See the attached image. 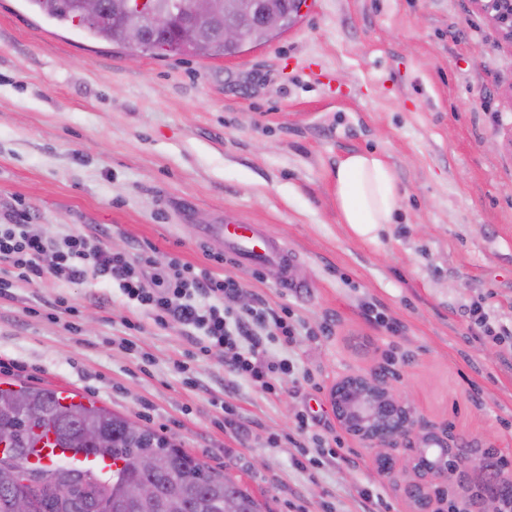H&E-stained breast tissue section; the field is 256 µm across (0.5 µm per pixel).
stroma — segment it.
<instances>
[{
    "label": "stroma",
    "mask_w": 512,
    "mask_h": 512,
    "mask_svg": "<svg viewBox=\"0 0 512 512\" xmlns=\"http://www.w3.org/2000/svg\"><path fill=\"white\" fill-rule=\"evenodd\" d=\"M357 151L403 192L374 240L336 210L333 170ZM226 217L285 239L298 289L201 241ZM22 220L232 277L301 328L266 339L290 369L265 393L219 350L179 371L191 336L113 283L17 279L0 388L153 429L269 512H410L412 470L377 472L330 400L339 377L383 368L430 432L499 448L512 473V43L475 0H309L272 41L212 58L135 54L0 0V223ZM59 297L72 314L50 316ZM477 305L494 336L472 334Z\"/></svg>",
    "instance_id": "obj_1"
}]
</instances>
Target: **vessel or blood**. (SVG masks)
Here are the masks:
<instances>
[{
    "mask_svg": "<svg viewBox=\"0 0 512 512\" xmlns=\"http://www.w3.org/2000/svg\"><path fill=\"white\" fill-rule=\"evenodd\" d=\"M201 235L203 238L222 242L225 252L238 264L276 267L280 274L281 287L288 290L295 288L296 283L291 276L294 255L287 243L273 236L264 225L244 224L236 220L208 224L202 227ZM28 462L39 468L65 463L101 476L110 475L113 470L110 460L53 444L33 448Z\"/></svg>",
    "mask_w": 512,
    "mask_h": 512,
    "instance_id": "1",
    "label": "vessel or blood"
}]
</instances>
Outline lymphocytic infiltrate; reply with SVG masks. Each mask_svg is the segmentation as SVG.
<instances>
[{
  "label": "lymphocytic infiltrate",
  "mask_w": 512,
  "mask_h": 512,
  "mask_svg": "<svg viewBox=\"0 0 512 512\" xmlns=\"http://www.w3.org/2000/svg\"><path fill=\"white\" fill-rule=\"evenodd\" d=\"M0 261L12 267L13 279H40L62 268L74 281L112 280L128 301L147 309L157 324L192 329L198 356L223 349L225 365L248 376L265 392H275L277 374L289 369L287 360L268 355L264 339L281 336L293 341L297 325L261 301L235 311L241 285L233 278L216 277L175 257L133 259L81 234L58 241L31 233L25 224H0Z\"/></svg>",
  "instance_id": "lymphocytic-infiltrate-1"
}]
</instances>
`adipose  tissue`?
I'll use <instances>...</instances> for the list:
<instances>
[{
	"mask_svg": "<svg viewBox=\"0 0 512 512\" xmlns=\"http://www.w3.org/2000/svg\"><path fill=\"white\" fill-rule=\"evenodd\" d=\"M333 176L341 223L361 236L392 223L403 198L394 170L381 155L348 154L337 162Z\"/></svg>",
	"mask_w": 512,
	"mask_h": 512,
	"instance_id": "1",
	"label": "adipose tissue"
}]
</instances>
